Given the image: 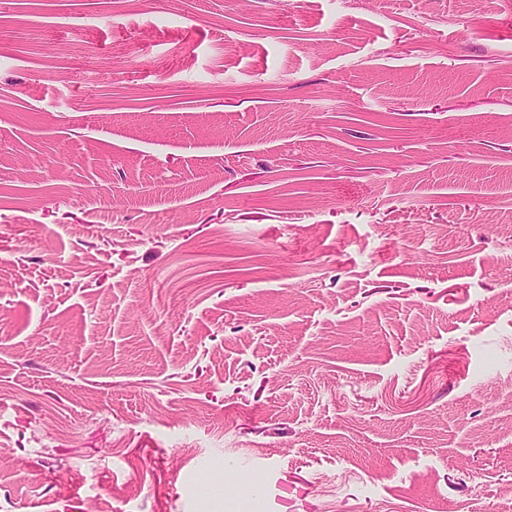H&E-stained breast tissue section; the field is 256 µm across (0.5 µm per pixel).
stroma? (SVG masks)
<instances>
[{
    "label": "stroma",
    "instance_id": "stroma-1",
    "mask_svg": "<svg viewBox=\"0 0 512 512\" xmlns=\"http://www.w3.org/2000/svg\"><path fill=\"white\" fill-rule=\"evenodd\" d=\"M0 512H512V0H0Z\"/></svg>",
    "mask_w": 512,
    "mask_h": 512
}]
</instances>
